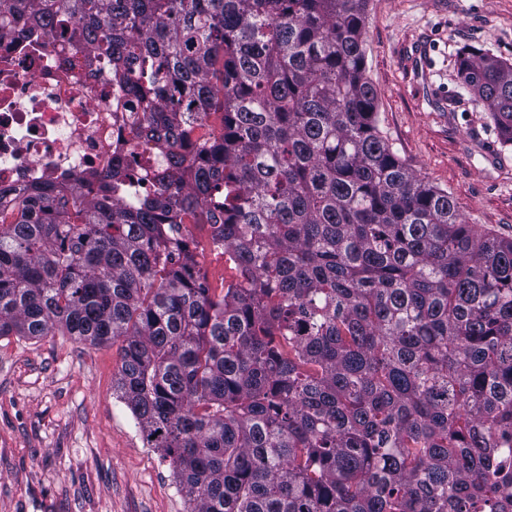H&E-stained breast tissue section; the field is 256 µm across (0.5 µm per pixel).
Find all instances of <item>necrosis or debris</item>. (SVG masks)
<instances>
[{
  "label": "necrosis or debris",
  "instance_id": "necrosis-or-debris-1",
  "mask_svg": "<svg viewBox=\"0 0 512 512\" xmlns=\"http://www.w3.org/2000/svg\"><path fill=\"white\" fill-rule=\"evenodd\" d=\"M104 61L63 37L0 38V200L32 185L96 181L135 159L144 166L127 205L145 196L167 159L135 132L142 113Z\"/></svg>",
  "mask_w": 512,
  "mask_h": 512
}]
</instances>
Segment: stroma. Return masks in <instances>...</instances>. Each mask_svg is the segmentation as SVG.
I'll use <instances>...</instances> for the list:
<instances>
[{"label":"stroma","instance_id":"35a3bbf8","mask_svg":"<svg viewBox=\"0 0 512 512\" xmlns=\"http://www.w3.org/2000/svg\"><path fill=\"white\" fill-rule=\"evenodd\" d=\"M367 76L401 161L467 223L512 237V148L461 88L457 54L512 61V0H368ZM116 348L0 338V512H190L113 388Z\"/></svg>","mask_w":512,"mask_h":512}]
</instances>
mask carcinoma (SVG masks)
<instances>
[{
	"instance_id": "cac0c4a2",
	"label": "carcinoma",
	"mask_w": 512,
	"mask_h": 512,
	"mask_svg": "<svg viewBox=\"0 0 512 512\" xmlns=\"http://www.w3.org/2000/svg\"><path fill=\"white\" fill-rule=\"evenodd\" d=\"M367 0H0L107 60L167 168L32 186L0 223V337L117 347L190 512H512V239L379 129ZM512 147V63L457 57ZM224 247L220 292L188 227Z\"/></svg>"
}]
</instances>
